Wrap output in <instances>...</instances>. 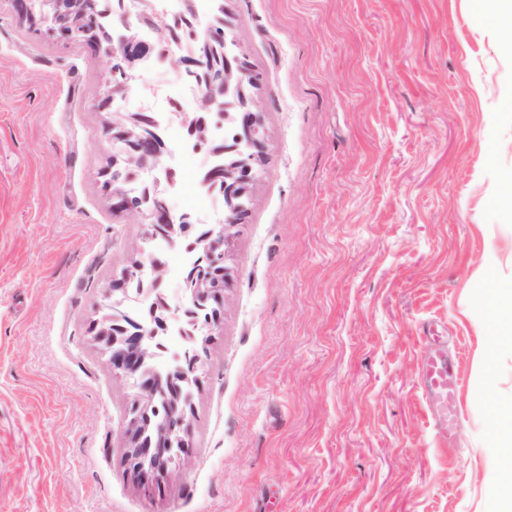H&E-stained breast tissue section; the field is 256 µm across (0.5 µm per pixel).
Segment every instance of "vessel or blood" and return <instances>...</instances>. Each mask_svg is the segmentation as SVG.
I'll return each mask as SVG.
<instances>
[{"instance_id":"b4317fda","label":"vessel or blood","mask_w":512,"mask_h":512,"mask_svg":"<svg viewBox=\"0 0 512 512\" xmlns=\"http://www.w3.org/2000/svg\"><path fill=\"white\" fill-rule=\"evenodd\" d=\"M421 369V380L435 424L444 436L455 438L460 432L461 424L450 405L457 391L458 378L438 337H429L421 358Z\"/></svg>"}]
</instances>
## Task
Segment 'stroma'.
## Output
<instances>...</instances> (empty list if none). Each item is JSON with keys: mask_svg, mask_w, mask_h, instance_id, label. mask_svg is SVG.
<instances>
[{"mask_svg": "<svg viewBox=\"0 0 512 512\" xmlns=\"http://www.w3.org/2000/svg\"><path fill=\"white\" fill-rule=\"evenodd\" d=\"M259 84L264 148L225 247L222 331L184 408L187 462L128 471L133 401L97 325L154 257L170 315L188 238L150 245L104 188L116 149L103 48L0 0V512H494L484 365L512 285V44L478 0H222ZM176 212L220 207L175 168ZM438 329L461 430L421 381Z\"/></svg>", "mask_w": 512, "mask_h": 512, "instance_id": "35a3bbf8", "label": "stroma"}]
</instances>
